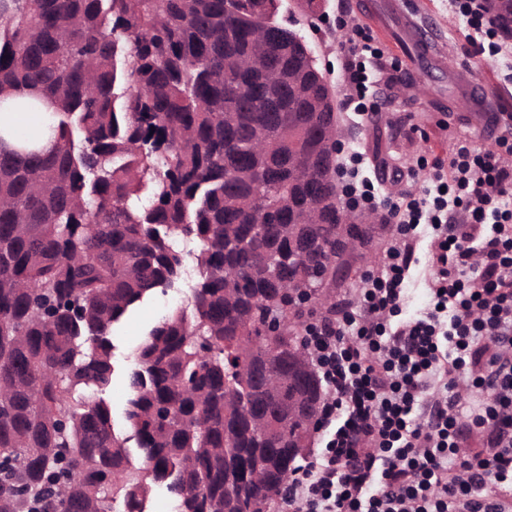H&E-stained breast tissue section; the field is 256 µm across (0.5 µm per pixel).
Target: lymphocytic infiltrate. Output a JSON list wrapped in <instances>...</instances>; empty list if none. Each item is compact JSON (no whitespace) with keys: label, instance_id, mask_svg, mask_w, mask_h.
<instances>
[{"label":"lymphocytic infiltrate","instance_id":"lymphocytic-infiltrate-1","mask_svg":"<svg viewBox=\"0 0 512 512\" xmlns=\"http://www.w3.org/2000/svg\"><path fill=\"white\" fill-rule=\"evenodd\" d=\"M347 51L362 115L383 52L360 28ZM386 207L398 236L383 269L364 274L355 309L305 328L325 446L293 473L289 512H512V168L464 140L447 173ZM422 225L428 304L405 320ZM464 369L481 397L458 393Z\"/></svg>","mask_w":512,"mask_h":512}]
</instances>
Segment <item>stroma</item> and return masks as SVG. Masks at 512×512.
<instances>
[{
  "mask_svg": "<svg viewBox=\"0 0 512 512\" xmlns=\"http://www.w3.org/2000/svg\"><path fill=\"white\" fill-rule=\"evenodd\" d=\"M364 2L327 0L325 20L316 28H303L302 33L335 90L336 104L348 131L340 162L348 163L352 154H362L361 173L374 184L391 187L394 174L400 172L404 175L401 190L416 194L432 179L434 163L447 159L457 141L464 139L482 149H495V141L487 136L486 122L476 120L459 106L448 75L454 70L462 72L476 67L479 77L496 97L500 111L512 112V38H505L503 50L497 56L479 54L474 32L455 13L449 0H408L423 19L436 26L438 36L434 45L443 62L438 65L427 60L418 70H410L406 55L393 51L400 34L396 23H389L386 38L379 43L384 56L377 81L368 92L375 108L358 118L349 104L344 72L348 42L355 25L362 22ZM394 233V225H381L371 248L355 251L352 267L360 275L379 268ZM360 275L337 290L339 305L353 299L362 283ZM196 278L195 267H188L180 291L156 293L122 322L113 339L119 374L106 393L113 415L121 414L127 397L122 372L132 364L146 331L171 308L185 304Z\"/></svg>",
  "mask_w": 512,
  "mask_h": 512,
  "instance_id": "stroma-1",
  "label": "stroma"
}]
</instances>
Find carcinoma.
<instances>
[{
  "mask_svg": "<svg viewBox=\"0 0 512 512\" xmlns=\"http://www.w3.org/2000/svg\"><path fill=\"white\" fill-rule=\"evenodd\" d=\"M512 35V0H489ZM48 149L0 144V512H273L324 392L293 367L336 287L334 91L283 0H0V98ZM103 394L114 328L177 287ZM268 324L278 327L270 340ZM185 281L181 284V292H158L144 302L132 315L127 317L115 333V359L119 375L113 380L112 386L105 397L112 407V413L118 424L123 405L127 397V388L123 373L133 363L134 353L143 340L146 331L155 324L171 308L186 303L189 288L196 282L197 272L191 258L187 264Z\"/></svg>",
  "mask_w": 512,
  "mask_h": 512,
  "instance_id": "1",
  "label": "carcinoma"
}]
</instances>
